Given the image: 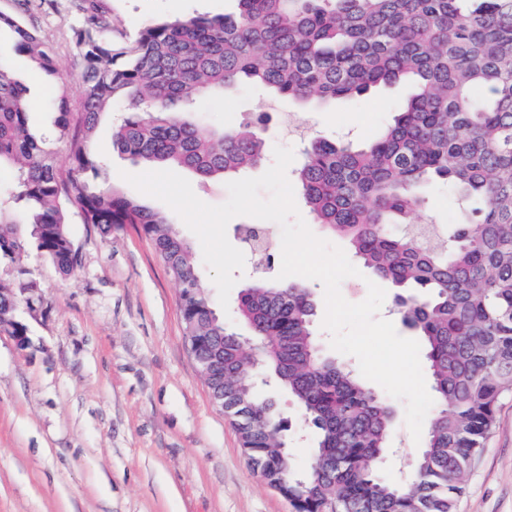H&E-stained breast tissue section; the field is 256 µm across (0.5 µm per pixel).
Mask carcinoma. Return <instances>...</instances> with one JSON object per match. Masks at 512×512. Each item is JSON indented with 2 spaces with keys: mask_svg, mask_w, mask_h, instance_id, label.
<instances>
[{
  "mask_svg": "<svg viewBox=\"0 0 512 512\" xmlns=\"http://www.w3.org/2000/svg\"><path fill=\"white\" fill-rule=\"evenodd\" d=\"M10 50L47 76L51 50L16 15L0 13ZM82 101L52 100L69 143L63 174L28 123L29 99L0 48V163L18 164L15 202L28 213L36 249L67 273L79 255L69 208L104 231L137 224L170 275L192 284L180 296L185 332L207 353L224 337V408L238 416L251 465L296 512H456L472 462L512 390V0H238L234 16L146 21L118 48L98 0H81L71 28ZM407 81L413 94L368 143L310 140L295 180L316 224L395 288L402 323L422 337L434 392L425 448L400 483L381 463L393 412L359 371L325 356L309 290L263 277L239 291L249 342L224 325L199 284L189 244L165 217L117 192L90 190L89 139L117 103L125 115L112 144L135 165L186 168L202 179L260 166L264 141L249 125L215 133L189 118L215 90L261 85L299 103L353 99ZM442 181L460 216L446 228L419 224L425 184ZM24 241L0 229V258ZM262 371L315 430L312 461L289 463L287 420L259 397Z\"/></svg>",
  "mask_w": 512,
  "mask_h": 512,
  "instance_id": "carcinoma-1",
  "label": "carcinoma"
}]
</instances>
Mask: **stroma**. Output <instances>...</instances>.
<instances>
[{"instance_id":"35a3bbf8","label":"stroma","mask_w":512,"mask_h":512,"mask_svg":"<svg viewBox=\"0 0 512 512\" xmlns=\"http://www.w3.org/2000/svg\"><path fill=\"white\" fill-rule=\"evenodd\" d=\"M118 44L132 42L144 21L235 12L236 0H100ZM0 12L22 14L51 48L57 73L43 82L26 57L11 68L27 84L33 132L44 135L62 170L66 140L47 102L58 95L81 100L77 52L70 29L77 0H0ZM409 89L394 84L326 107H301L245 85L204 100L197 114L212 130L269 118L267 147H289L302 158L308 140L372 138ZM116 113L100 118L91 142L98 169L94 186L113 188L160 212L192 247H202L163 202L122 179L130 161L112 147ZM69 230L80 262L70 273L28 249L20 262L0 259V285H32L17 316L28 347L0 329V512H293L288 500L253 470L231 419L212 402L185 336L180 286L140 226H113L102 234L71 210ZM263 395L273 394L261 386ZM276 395V394H273ZM287 417L289 459L309 466L314 435L286 394L276 395ZM394 411L393 453L387 478H399L423 450ZM459 512H512V391L504 395L494 428L473 462Z\"/></svg>"}]
</instances>
